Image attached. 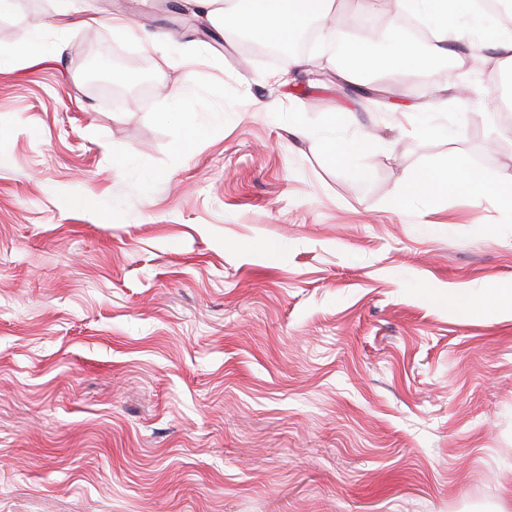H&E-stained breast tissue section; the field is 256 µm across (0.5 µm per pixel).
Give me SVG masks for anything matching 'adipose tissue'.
Here are the masks:
<instances>
[{"label": "adipose tissue", "instance_id": "ef3b65f1", "mask_svg": "<svg viewBox=\"0 0 512 512\" xmlns=\"http://www.w3.org/2000/svg\"><path fill=\"white\" fill-rule=\"evenodd\" d=\"M207 18L211 25L226 29L240 26L252 34L280 44H288L310 21L322 24L332 11L331 0H209ZM406 10L434 13L440 19L435 39L424 48L399 42L391 60L400 64L420 65L446 55V45L457 36L448 16L456 10L448 0H397ZM464 189L476 196L491 195L503 206L512 207V173H502L489 182L477 176L466 164L456 163L439 169H423L396 192L395 204L402 205L431 193Z\"/></svg>", "mask_w": 512, "mask_h": 512}]
</instances>
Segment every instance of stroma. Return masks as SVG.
<instances>
[{"instance_id":"1","label":"stroma","mask_w":512,"mask_h":512,"mask_svg":"<svg viewBox=\"0 0 512 512\" xmlns=\"http://www.w3.org/2000/svg\"><path fill=\"white\" fill-rule=\"evenodd\" d=\"M387 3L336 0L345 43L385 48ZM206 23L200 0L0 13V512H512V309L457 305L512 282V208L392 203L425 168L512 171L493 41L462 0V53L366 99L323 40L280 85ZM180 112L204 129L183 155Z\"/></svg>"}]
</instances>
